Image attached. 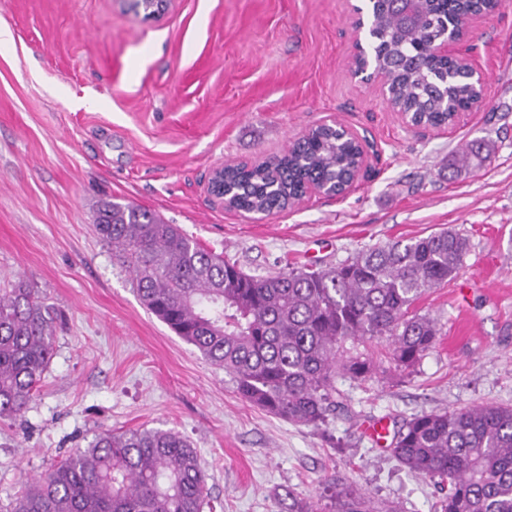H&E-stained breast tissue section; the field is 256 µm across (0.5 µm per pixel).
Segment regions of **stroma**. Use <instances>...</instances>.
Listing matches in <instances>:
<instances>
[{"label": "stroma", "mask_w": 512, "mask_h": 512, "mask_svg": "<svg viewBox=\"0 0 512 512\" xmlns=\"http://www.w3.org/2000/svg\"><path fill=\"white\" fill-rule=\"evenodd\" d=\"M360 0H176L146 22L117 0H0V288L25 280L58 316L54 356L24 415L0 420V512L23 479L95 434L172 429L207 472L203 512H279L339 475L400 512H435L432 482L363 432L416 415L512 405V0L450 45L485 79L455 125L414 129L351 73ZM336 121L373 149L339 197L309 195L267 216L214 205L216 167L283 155ZM488 140L489 161L451 177L456 149ZM105 201L179 225L247 273L330 266L359 250L442 229L467 235L457 276L419 313L438 342L412 369L364 344L376 372L340 376L325 424H294L239 396L142 306L131 275L96 237Z\"/></svg>", "instance_id": "obj_1"}]
</instances>
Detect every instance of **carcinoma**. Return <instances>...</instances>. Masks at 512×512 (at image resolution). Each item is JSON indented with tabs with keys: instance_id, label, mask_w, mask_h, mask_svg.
<instances>
[{
	"instance_id": "carcinoma-1",
	"label": "carcinoma",
	"mask_w": 512,
	"mask_h": 512,
	"mask_svg": "<svg viewBox=\"0 0 512 512\" xmlns=\"http://www.w3.org/2000/svg\"><path fill=\"white\" fill-rule=\"evenodd\" d=\"M494 8L492 0H425L406 20L371 5L374 59L397 73L392 107L446 124L440 77L448 61L419 49L459 31L462 18ZM451 97L477 104L468 82ZM484 147L455 153L456 171L486 161ZM358 147L329 126L262 163L224 166L228 206L270 214L300 200L307 181L332 185L355 168ZM95 233L132 276L143 306L213 366L237 393L269 414L318 425L336 410L335 380L364 383L371 357L344 345L379 340L401 368L435 344V320L412 308L428 290L454 278L468 239L448 229L357 252L326 268L291 267L268 277L245 273L202 248L158 214L118 202L98 211ZM55 312L28 283L0 288V419L23 415L54 354ZM393 455L410 472L448 489L439 512H512V407L477 405L418 415L397 433ZM207 474L178 432L103 431L33 479L7 512H202ZM334 512H398L331 479Z\"/></svg>"
}]
</instances>
